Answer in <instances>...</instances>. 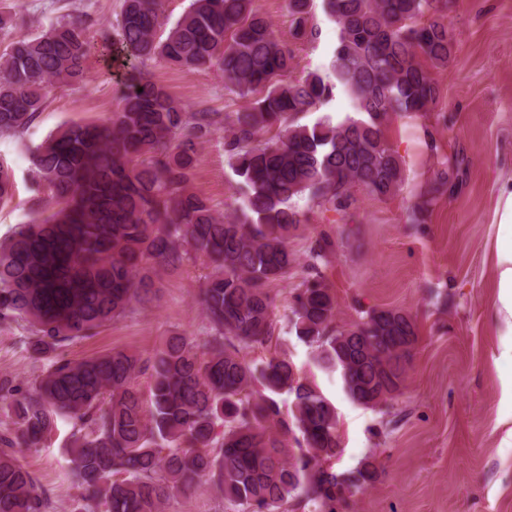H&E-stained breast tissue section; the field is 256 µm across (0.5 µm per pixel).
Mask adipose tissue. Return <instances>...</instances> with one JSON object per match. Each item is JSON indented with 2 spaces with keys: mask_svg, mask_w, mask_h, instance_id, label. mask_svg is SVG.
<instances>
[{
  "mask_svg": "<svg viewBox=\"0 0 512 512\" xmlns=\"http://www.w3.org/2000/svg\"><path fill=\"white\" fill-rule=\"evenodd\" d=\"M498 222L507 229L496 250V275L499 304L493 320L500 335L512 336V181L501 186L497 203Z\"/></svg>",
  "mask_w": 512,
  "mask_h": 512,
  "instance_id": "ef3b65f1",
  "label": "adipose tissue"
}]
</instances>
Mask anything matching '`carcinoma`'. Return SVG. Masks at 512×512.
I'll return each mask as SVG.
<instances>
[{
    "label": "carcinoma",
    "instance_id": "1",
    "mask_svg": "<svg viewBox=\"0 0 512 512\" xmlns=\"http://www.w3.org/2000/svg\"><path fill=\"white\" fill-rule=\"evenodd\" d=\"M313 2L287 0L292 38L316 37ZM447 9L448 0H322L337 36L327 74L288 82L292 50L257 0H191L173 21L162 19L161 0H123L118 42L101 54L135 71L127 91L105 121L64 125L36 148L33 166L57 209L0 241V322L27 321L26 351L49 361L32 384L0 375V512L52 509L19 455L40 447L60 421L71 427L75 512H163L202 485L224 500V512H289L292 502L336 512L374 483L372 455L348 473L333 469L338 415L318 386L285 355L253 364L244 351L274 339L269 285L297 265L290 240L305 219L296 200L344 213L359 191L385 199L400 190L402 162L385 127L439 103L435 72L454 51ZM92 49L80 22L15 41L0 56V135L23 132L43 111L45 84L82 80ZM156 60L214 68L225 92L246 100L224 126L238 177L234 213L216 214L191 190L197 145L213 121L140 71ZM338 90L354 115L295 123ZM459 171L458 160L441 162L412 222L452 193ZM331 247L327 237L310 247L288 321L317 366L340 371L354 403L384 414L405 386L418 326L402 309L381 308L336 328V297L319 269ZM190 259L210 269L199 289L203 338L172 334L145 358L114 349L49 359L61 344L148 305L157 268ZM144 374L146 392L137 383ZM282 394L292 397L286 413Z\"/></svg>",
    "mask_w": 512,
    "mask_h": 512
}]
</instances>
